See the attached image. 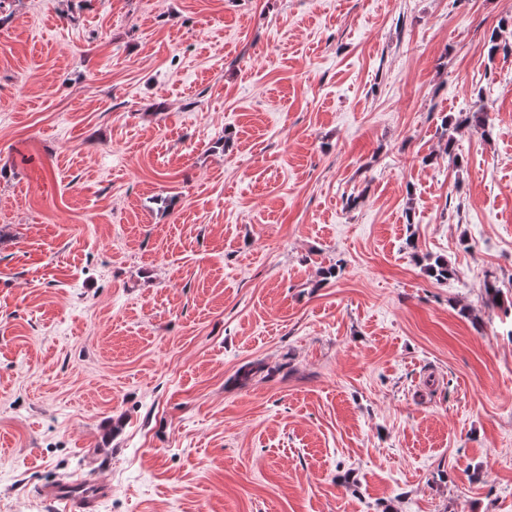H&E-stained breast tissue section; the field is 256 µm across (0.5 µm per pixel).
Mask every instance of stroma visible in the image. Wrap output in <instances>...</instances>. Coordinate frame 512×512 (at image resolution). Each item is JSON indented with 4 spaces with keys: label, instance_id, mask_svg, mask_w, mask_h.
Listing matches in <instances>:
<instances>
[{
    "label": "stroma",
    "instance_id": "stroma-1",
    "mask_svg": "<svg viewBox=\"0 0 512 512\" xmlns=\"http://www.w3.org/2000/svg\"><path fill=\"white\" fill-rule=\"evenodd\" d=\"M489 282L512 0H0V512H512ZM112 493V486L97 480H60L41 489V495L63 505L65 512H96L98 502Z\"/></svg>",
    "mask_w": 512,
    "mask_h": 512
}]
</instances>
